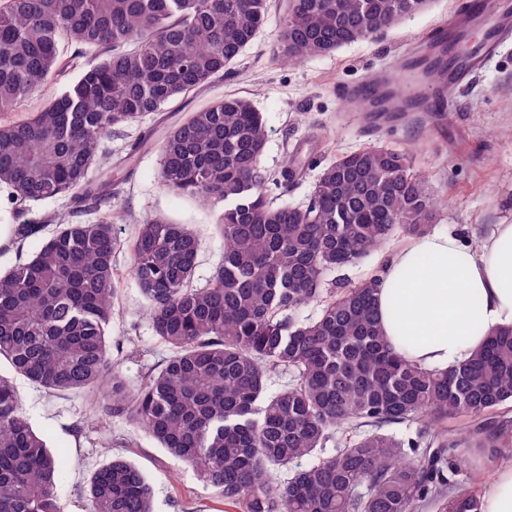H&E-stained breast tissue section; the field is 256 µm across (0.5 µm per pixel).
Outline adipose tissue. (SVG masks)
I'll list each match as a JSON object with an SVG mask.
<instances>
[{"label": "adipose tissue", "mask_w": 512, "mask_h": 512, "mask_svg": "<svg viewBox=\"0 0 512 512\" xmlns=\"http://www.w3.org/2000/svg\"><path fill=\"white\" fill-rule=\"evenodd\" d=\"M378 316L393 349L423 368L467 360L497 328L512 327V224L474 243L448 233L412 238L380 273ZM482 512H512V458L495 465Z\"/></svg>", "instance_id": "obj_1"}]
</instances>
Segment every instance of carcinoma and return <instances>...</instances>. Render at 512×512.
Here are the masks:
<instances>
[{"label": "carcinoma", "instance_id": "carcinoma-1", "mask_svg": "<svg viewBox=\"0 0 512 512\" xmlns=\"http://www.w3.org/2000/svg\"><path fill=\"white\" fill-rule=\"evenodd\" d=\"M426 3L283 0L274 57L330 54ZM268 16L269 0H0V112L81 69L29 118L0 121V185L15 201L69 195L106 207L95 224L61 225L0 275V361L49 394H93L242 512H482L480 496L456 486L448 453L512 447V328L454 368H422L384 339L379 275L322 288L396 231L431 232L441 201L406 150L339 156L298 206L274 191H288L302 167L291 158L276 176L266 170L265 127L249 100L220 98L166 127L162 186L221 207L224 254L198 283L201 243L186 225H135L131 273L171 355L135 388L113 360L112 180L89 177L101 142L228 74ZM435 58L405 69L436 84ZM310 303L318 313L300 319ZM460 417L464 427L448 425ZM389 424L417 430L399 439ZM338 428L345 442L333 454L289 469ZM60 471L0 374V512H60ZM87 502L88 512H153V489L115 456L92 474Z\"/></svg>", "mask_w": 512, "mask_h": 512}]
</instances>
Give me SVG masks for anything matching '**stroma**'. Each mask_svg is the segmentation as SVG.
I'll list each match as a JSON object with an SVG mask.
<instances>
[{
  "label": "stroma",
  "mask_w": 512,
  "mask_h": 512,
  "mask_svg": "<svg viewBox=\"0 0 512 512\" xmlns=\"http://www.w3.org/2000/svg\"><path fill=\"white\" fill-rule=\"evenodd\" d=\"M460 0H428L412 17L402 19L383 34L344 46L335 52L283 65L272 56L279 13L271 11L267 24L243 52L231 75L214 82L182 104L189 113L224 96L252 101L266 121L267 144L262 163L279 172L296 158L303 177L287 199L304 204L320 169L336 156L367 144L386 142L408 149L415 169L425 173L432 194L447 196L433 229L463 238L485 237L495 225L512 223V44L478 75L456 99L446 136H439L409 115L399 125L375 129L361 124L354 112L342 109L337 88L359 82L395 62L438 30ZM163 113L141 123L117 128L105 138L103 167L93 176L112 179L113 230L120 240L132 234L133 224L147 216H161L188 225L201 241L196 275L210 276L224 252L216 229V211L196 198L167 191L160 182L161 156L156 147L138 148L141 135L155 127ZM72 202L53 199L14 205L12 223L30 220L41 231L23 249L0 247V272L17 255L31 256L55 231ZM114 265L120 292L112 318L113 342L134 338L138 352L117 353L130 384L169 356L146 317V301L128 270V252L119 249ZM13 381L22 396V409L33 427L45 435L62 463L57 488L61 512H85L92 472L120 454L135 463L154 491V512H238L225 505L190 469L180 467L162 448L124 417L102 416L92 398L81 393L52 397L25 377ZM101 416L97 429L76 433L75 427Z\"/></svg>",
  "instance_id": "stroma-1"
}]
</instances>
